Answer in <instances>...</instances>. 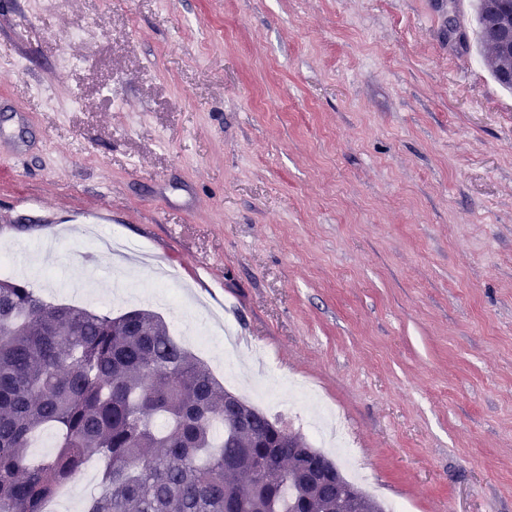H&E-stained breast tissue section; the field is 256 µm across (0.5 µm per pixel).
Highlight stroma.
<instances>
[{"instance_id":"obj_1","label":"stroma","mask_w":512,"mask_h":512,"mask_svg":"<svg viewBox=\"0 0 512 512\" xmlns=\"http://www.w3.org/2000/svg\"><path fill=\"white\" fill-rule=\"evenodd\" d=\"M434 0H0V249L343 413L369 495L512 512V92ZM170 266L125 273L90 235ZM221 312L249 349L195 337Z\"/></svg>"}]
</instances>
